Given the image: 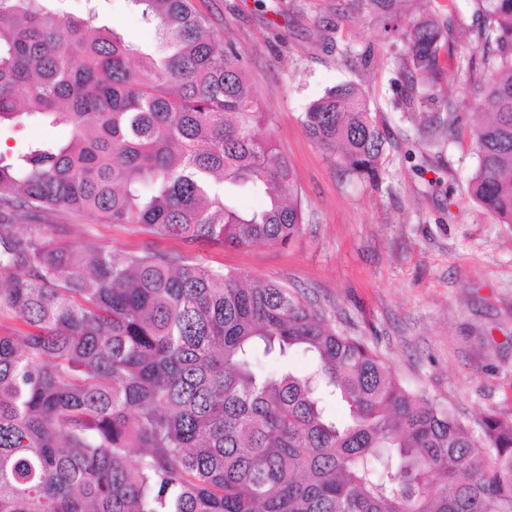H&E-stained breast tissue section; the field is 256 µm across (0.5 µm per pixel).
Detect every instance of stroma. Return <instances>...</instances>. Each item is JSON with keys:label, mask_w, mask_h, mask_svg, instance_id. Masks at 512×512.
Returning a JSON list of instances; mask_svg holds the SVG:
<instances>
[{"label": "stroma", "mask_w": 512, "mask_h": 512, "mask_svg": "<svg viewBox=\"0 0 512 512\" xmlns=\"http://www.w3.org/2000/svg\"><path fill=\"white\" fill-rule=\"evenodd\" d=\"M213 31L231 41L267 114L265 129L288 158L305 205L299 237L285 246L224 249L185 245L139 224H91L56 216L72 246L92 240L116 255L152 248L213 268L299 289L339 330L366 338L408 389L436 400L467 425L485 413L512 419V224L499 223L467 193L477 167L474 133L488 117L462 92L455 66L438 86L408 85V46L352 0H196ZM436 11L459 53L473 6L411 0L401 28ZM101 19L127 40L151 43L129 0H102ZM356 83L388 132L374 178L346 179L310 139L300 117L337 84ZM418 99L402 102L407 88ZM451 96L456 131L431 143L427 117Z\"/></svg>", "instance_id": "1"}]
</instances>
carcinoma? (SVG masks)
<instances>
[{
	"label": "carcinoma",
	"mask_w": 512,
	"mask_h": 512,
	"mask_svg": "<svg viewBox=\"0 0 512 512\" xmlns=\"http://www.w3.org/2000/svg\"><path fill=\"white\" fill-rule=\"evenodd\" d=\"M52 2L0 0V127L67 131L0 152V319L26 326L0 333V512H512V420L471 429L297 290L180 254L78 251L30 223L69 211L224 248L286 245L304 224L247 65L194 0H128L154 48L93 4ZM353 2L390 20L405 0ZM468 2L482 52L455 64L492 115L468 193L512 224V0ZM448 32L413 23L407 72L437 80ZM455 120L450 104L428 123L447 138ZM301 123L341 176L376 175L388 138L357 85ZM241 192L262 206L239 209Z\"/></svg>",
	"instance_id": "carcinoma-1"
}]
</instances>
